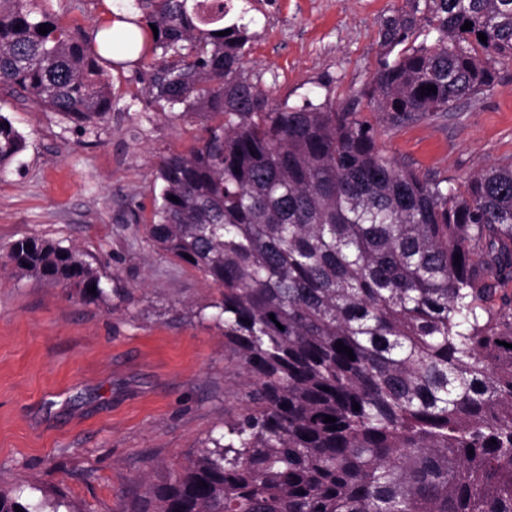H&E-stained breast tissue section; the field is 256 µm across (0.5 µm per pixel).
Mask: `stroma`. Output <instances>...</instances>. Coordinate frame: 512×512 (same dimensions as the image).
Instances as JSON below:
<instances>
[{"label":"stroma","mask_w":512,"mask_h":512,"mask_svg":"<svg viewBox=\"0 0 512 512\" xmlns=\"http://www.w3.org/2000/svg\"><path fill=\"white\" fill-rule=\"evenodd\" d=\"M253 38L245 72L275 104L349 109L406 0H233ZM60 26L92 34L99 0H52ZM112 110L83 127L0 92L26 147L0 175V489L63 492L77 512H140L151 487L195 457L241 405L247 376L224 341L220 290L146 238L160 158L199 147L210 119L151 103L155 57L103 61ZM398 165L460 184L512 160V63L452 112L377 121ZM24 236L91 256L105 295L82 299L15 267Z\"/></svg>","instance_id":"stroma-1"}]
</instances>
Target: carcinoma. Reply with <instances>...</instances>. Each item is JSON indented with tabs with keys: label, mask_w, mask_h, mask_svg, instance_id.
<instances>
[{
	"label": "carcinoma",
	"mask_w": 512,
	"mask_h": 512,
	"mask_svg": "<svg viewBox=\"0 0 512 512\" xmlns=\"http://www.w3.org/2000/svg\"><path fill=\"white\" fill-rule=\"evenodd\" d=\"M407 4L380 30L401 50L363 92L390 121L451 112L512 62V0ZM130 7L124 21L158 29L139 54L161 59L150 100L212 121L189 155L161 159L146 233L224 289L218 317L248 376L224 433L152 490L154 512H512V162L422 178L380 154L359 111L271 105L224 0ZM423 28L434 37L418 44ZM100 60L48 0H0L1 86L86 125L112 110ZM24 148L0 113V171ZM8 254L105 294L69 247L26 236ZM17 506L39 512L0 490V512Z\"/></svg>",
	"instance_id": "obj_1"
}]
</instances>
